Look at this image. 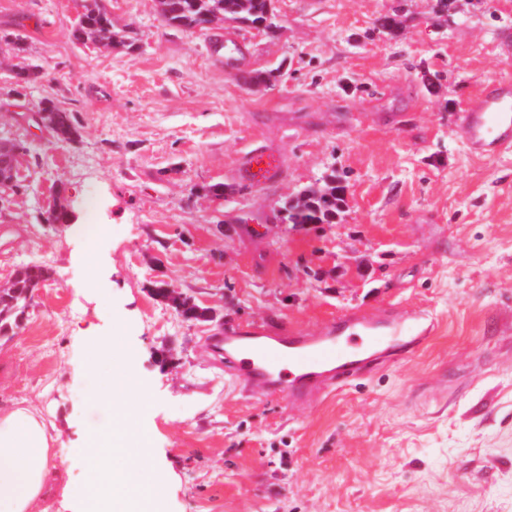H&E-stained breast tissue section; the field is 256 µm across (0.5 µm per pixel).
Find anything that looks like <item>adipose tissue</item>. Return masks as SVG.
I'll return each instance as SVG.
<instances>
[{
    "label": "adipose tissue",
    "mask_w": 512,
    "mask_h": 512,
    "mask_svg": "<svg viewBox=\"0 0 512 512\" xmlns=\"http://www.w3.org/2000/svg\"><path fill=\"white\" fill-rule=\"evenodd\" d=\"M88 346L97 356L113 359L114 366L109 406L100 413L103 424L89 430L78 450L87 463L83 485L74 486L55 463L51 449L57 437L41 412L18 406L0 412V512H52L57 500L82 502L85 512H162L165 476L158 472L149 483L136 481L151 435L135 432L134 420L150 396L132 368V355L123 344L93 334ZM117 456L126 458L124 468H112Z\"/></svg>",
    "instance_id": "1"
}]
</instances>
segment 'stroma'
Returning <instances> with one entry per match:
<instances>
[{
	"label": "stroma",
	"instance_id": "35a3bbf8",
	"mask_svg": "<svg viewBox=\"0 0 512 512\" xmlns=\"http://www.w3.org/2000/svg\"><path fill=\"white\" fill-rule=\"evenodd\" d=\"M447 3L272 0L274 32L191 33L157 0H109L130 52L77 42L74 0H0V38L48 69L26 85L0 55V137L21 147L0 285L48 272L0 339V411L41 409L75 484L112 375L90 327L135 354L139 476L170 475L167 512H512V153L471 155L457 121L512 78V0ZM258 70L270 82L249 84ZM47 98L72 111L73 142L34 123ZM252 149L280 159L277 181L239 178ZM333 170L349 189L336 222L282 223L281 198ZM55 200L68 223H42ZM160 287L213 319L185 320ZM417 309L437 322L426 345L303 408L237 384L213 347L229 326Z\"/></svg>",
	"mask_w": 512,
	"mask_h": 512
}]
</instances>
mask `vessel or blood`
<instances>
[{
  "mask_svg": "<svg viewBox=\"0 0 512 512\" xmlns=\"http://www.w3.org/2000/svg\"><path fill=\"white\" fill-rule=\"evenodd\" d=\"M459 127L467 150L500 156L512 151V80L488 83L467 102ZM242 179H276L280 163L261 151L244 154ZM427 311L408 318L355 312L307 333L292 327L250 326L225 330L220 339L232 359V377L268 396L301 404L367 373L371 365L418 348L434 333Z\"/></svg>",
  "mask_w": 512,
  "mask_h": 512,
  "instance_id": "vessel-or-blood-1",
  "label": "vessel or blood"
}]
</instances>
